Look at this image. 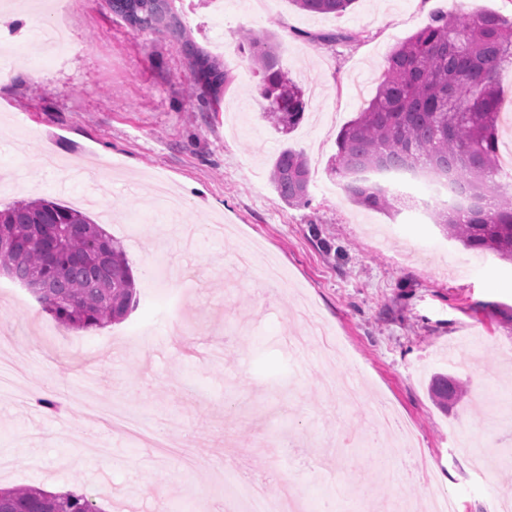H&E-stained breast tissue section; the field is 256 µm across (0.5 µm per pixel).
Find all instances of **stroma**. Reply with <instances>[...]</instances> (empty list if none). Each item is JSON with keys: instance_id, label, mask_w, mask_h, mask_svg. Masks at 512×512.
Listing matches in <instances>:
<instances>
[{"instance_id": "1", "label": "stroma", "mask_w": 512, "mask_h": 512, "mask_svg": "<svg viewBox=\"0 0 512 512\" xmlns=\"http://www.w3.org/2000/svg\"><path fill=\"white\" fill-rule=\"evenodd\" d=\"M10 0L0 33L13 34L0 81V209L46 198L102 220L124 244L139 292L125 320L64 329L0 291V459L17 463L1 488L76 490L104 512H208L224 496V461L278 471L322 512L334 486L359 512L424 507L432 489L456 512H501L512 495V263L443 236L428 212L390 213L352 202L330 169L341 129L374 95L390 51L435 11L512 14V0H354L341 14H310L272 0H169L173 28L136 30L109 0ZM66 20V54L25 53L41 28ZM272 30L279 66L303 91L291 132L263 116L260 77L241 41ZM347 35L344 43L317 41ZM231 76L220 95L194 83L189 47ZM503 100L499 182L512 186V67ZM309 165L308 202H284L269 180L284 147ZM165 180L185 207L170 215ZM274 253L288 287L259 267L234 268L243 239ZM338 340L297 348L303 317ZM462 397L440 408L435 373ZM45 385L61 408L22 399ZM387 398L417 440L367 441ZM180 433L176 448L156 436Z\"/></svg>"}]
</instances>
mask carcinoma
<instances>
[{
    "mask_svg": "<svg viewBox=\"0 0 512 512\" xmlns=\"http://www.w3.org/2000/svg\"><path fill=\"white\" fill-rule=\"evenodd\" d=\"M302 11L342 13L355 0H293ZM137 29L161 30L168 0H112ZM258 62L261 95L272 101L267 115L275 127L294 128L303 102L280 103L274 33H246ZM196 82L218 91L226 71L205 53L192 52ZM512 65V16L481 11L432 14L430 23L399 43L387 57L375 95L337 138L332 172L353 201L388 212L391 194L353 178L358 170L422 168L455 177L476 209H434L445 236L472 250H489L512 262V194L496 177L501 97L498 68ZM270 181L289 204L308 202L309 166L303 153L283 148L272 162ZM0 273L30 288L42 312L68 329H96L123 321L138 306L135 279L124 245L83 212L47 199L22 201L0 211ZM458 389L439 375L434 398L444 403ZM0 512H105L86 495L51 493L37 487L0 489Z\"/></svg>",
    "mask_w": 512,
    "mask_h": 512,
    "instance_id": "cac0c4a2",
    "label": "carcinoma"
}]
</instances>
